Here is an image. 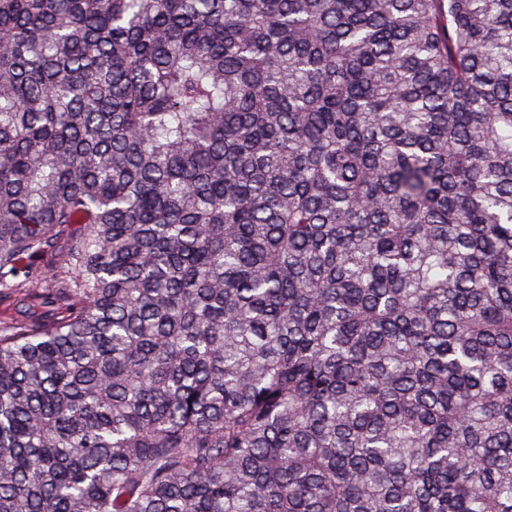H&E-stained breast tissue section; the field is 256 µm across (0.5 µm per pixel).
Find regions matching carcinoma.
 I'll return each instance as SVG.
<instances>
[{
    "mask_svg": "<svg viewBox=\"0 0 512 512\" xmlns=\"http://www.w3.org/2000/svg\"><path fill=\"white\" fill-rule=\"evenodd\" d=\"M5 293L0 512H512V0H0Z\"/></svg>",
    "mask_w": 512,
    "mask_h": 512,
    "instance_id": "obj_1",
    "label": "carcinoma"
}]
</instances>
